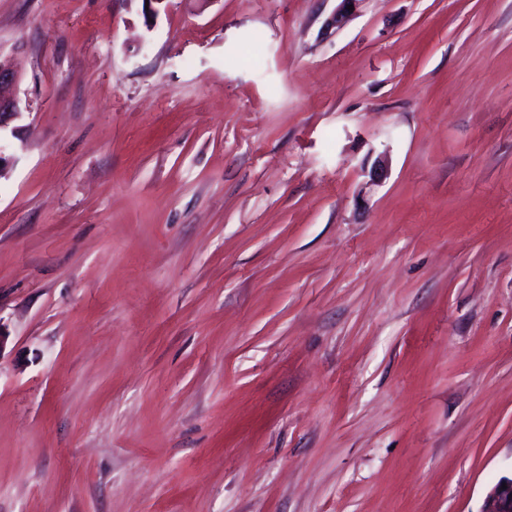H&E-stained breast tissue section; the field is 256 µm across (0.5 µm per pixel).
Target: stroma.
Returning <instances> with one entry per match:
<instances>
[{
    "label": "stroma",
    "mask_w": 512,
    "mask_h": 512,
    "mask_svg": "<svg viewBox=\"0 0 512 512\" xmlns=\"http://www.w3.org/2000/svg\"><path fill=\"white\" fill-rule=\"evenodd\" d=\"M336 7L0 0V512H480L512 474V0ZM19 81L20 75L10 59L0 53V173L12 161L2 154V133L10 130L15 135L19 129L16 123L24 118L27 110L22 100L11 92Z\"/></svg>",
    "instance_id": "stroma-1"
}]
</instances>
